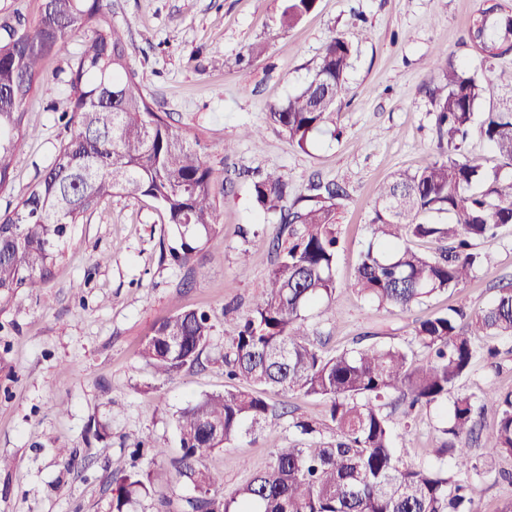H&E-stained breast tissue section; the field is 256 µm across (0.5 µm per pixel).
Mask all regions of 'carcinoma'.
<instances>
[{"mask_svg": "<svg viewBox=\"0 0 512 512\" xmlns=\"http://www.w3.org/2000/svg\"><path fill=\"white\" fill-rule=\"evenodd\" d=\"M316 0H285L282 23L293 25ZM110 0H44L32 32L3 27L0 35V187L10 181L16 151L30 132L24 105L39 79L42 58L73 33L89 32L70 72L73 108L61 144L42 179L9 214L0 217V304L20 288H38L56 260L70 227L98 200L112 195L144 197L163 211L177 233L171 257L187 262L219 232L213 170L187 133L154 111L130 66L124 30L112 23ZM469 35L490 58L512 51V9L481 8ZM353 49L341 36L324 47L310 78L295 93L267 106L270 122L289 144L304 151L342 99ZM488 92L479 77L448 65L430 89L436 108L440 152L424 168L399 171L376 192L370 240L349 287L378 308L407 311L454 289L492 264L476 249L500 227L512 224V170L491 173L466 157L474 112ZM481 133L512 161V107L487 113ZM305 203L288 204V179L266 172L253 181L257 206L279 215L276 261L265 290L224 337V367L234 386L181 408L176 430L182 454L172 461L194 495L173 512H478L476 484L491 462L512 460V390L448 394L466 378L481 353L495 362L499 350L475 337L512 338V285L470 314L462 307L416 323L411 335L427 353L369 345L326 355L310 339L308 320L328 312L336 293L339 251L338 200L343 191L320 180ZM446 213L448 223L423 220ZM444 243L437 255L420 253L408 238ZM215 326L201 311H179L156 325L140 357L170 379L199 361ZM277 388L328 403L323 422L295 416L288 427L304 436L279 447L270 466L223 496V480L202 465L203 456L250 435L274 417L260 391ZM396 401L441 411L435 462L405 460L407 449L384 408ZM496 423L478 420L486 406ZM109 512H133L139 499L157 494L149 473L135 467L111 480Z\"/></svg>", "mask_w": 512, "mask_h": 512, "instance_id": "cac0c4a2", "label": "carcinoma"}]
</instances>
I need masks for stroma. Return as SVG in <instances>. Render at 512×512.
Segmentation results:
<instances>
[{
    "label": "stroma",
    "instance_id": "35a3bbf8",
    "mask_svg": "<svg viewBox=\"0 0 512 512\" xmlns=\"http://www.w3.org/2000/svg\"><path fill=\"white\" fill-rule=\"evenodd\" d=\"M284 0H112V20L125 30L130 64L154 109L197 141L215 172L213 193L222 227L195 261L169 253L175 236L164 213L144 198L115 195L98 202L71 229L62 257L37 290L20 289L0 305V512H109L110 480L130 464L151 472L158 497L136 512H161L158 498L176 499L172 459L181 450L175 430L179 409L223 391L224 333L260 294L275 260L276 218L251 194L257 172L278 170L292 199L308 196L322 180L344 191L339 201L341 249L336 294L328 313L309 321L324 352L356 344L410 346L416 322L463 306L479 311L498 288L512 283V224L481 242L492 267L477 270L460 288L404 313L379 309L349 288L369 237L375 192L398 169L433 159L436 112L429 94L438 79L434 62L480 77L489 92L477 107L464 145L486 171L505 167L480 132L486 113L512 105V54L491 59L468 35L482 0H317L291 27L280 24ZM340 35L354 48L347 91L331 125L307 150L291 146L267 120V106L297 91L319 61L327 40ZM77 33L48 54L43 75L27 100V139L13 158L11 182L0 189V216L14 210L42 178L67 139L63 114L71 110L69 67L84 42ZM267 49L252 66L238 64L248 46ZM247 127L259 136L242 137ZM250 261L241 265L240 252ZM203 263L204 277L194 275ZM207 312L216 326L198 364L160 379L139 356L154 325L181 310ZM504 369L493 373L476 358L460 390L512 389V339H498ZM277 426L208 453L204 465L232 493L270 463L275 448L295 444L284 412L323 418L326 404L313 397L265 394ZM411 421L403 439L410 456L429 462L437 446L435 410ZM149 450L131 453L138 441ZM162 448L166 458L154 460Z\"/></svg>",
    "mask_w": 512,
    "mask_h": 512
}]
</instances>
